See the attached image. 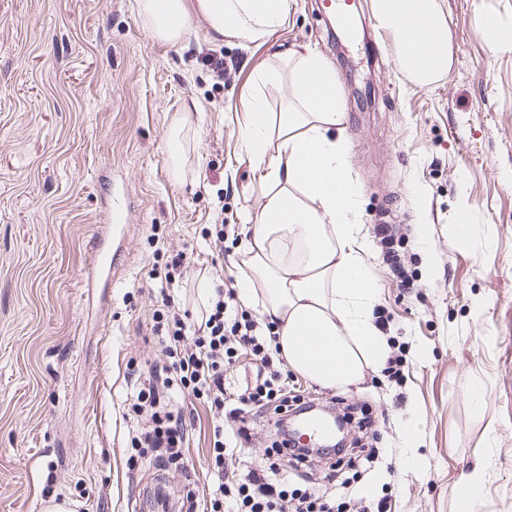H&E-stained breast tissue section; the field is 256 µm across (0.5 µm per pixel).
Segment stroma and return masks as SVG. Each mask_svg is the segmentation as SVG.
Masks as SVG:
<instances>
[{"label":"stroma","instance_id":"1","mask_svg":"<svg viewBox=\"0 0 512 512\" xmlns=\"http://www.w3.org/2000/svg\"><path fill=\"white\" fill-rule=\"evenodd\" d=\"M262 41L215 38L193 18L158 38L138 0H0V512H179L203 484L211 416L179 395L189 425L183 457L165 467L131 458L130 372L160 354L150 326L158 253L183 252L173 306L199 324L207 289L233 288L264 189L252 176L240 119L259 90L270 111L288 78L257 87L291 50L328 60L346 112L336 133L361 189L373 313L402 379L389 370L333 389L289 372L303 401L351 413L348 442L313 459L310 480L347 512H459L456 490L481 465L470 512H512V51H491L484 20L512 33V0H443L454 61L437 84L412 83L371 0H355L357 34L333 28L322 0H289ZM226 71L216 76L212 58ZM128 207L112 294L82 282L109 193ZM470 214L457 237L459 209ZM428 239H421L417 220ZM224 224L223 249L201 230ZM390 224L414 285L398 286L374 227ZM438 274L421 272L424 246ZM486 395L474 407L471 393ZM242 471L260 472L278 436L257 419ZM380 449L366 463L370 449ZM335 483H325L328 469Z\"/></svg>","mask_w":512,"mask_h":512}]
</instances>
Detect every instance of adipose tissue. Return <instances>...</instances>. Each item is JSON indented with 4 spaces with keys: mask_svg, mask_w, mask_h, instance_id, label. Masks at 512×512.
Masks as SVG:
<instances>
[{
    "mask_svg": "<svg viewBox=\"0 0 512 512\" xmlns=\"http://www.w3.org/2000/svg\"><path fill=\"white\" fill-rule=\"evenodd\" d=\"M153 34L178 39L192 17L214 35L264 38L288 17V0H140ZM377 25L397 46L412 82L429 86L452 63L442 0H373ZM292 95L268 111L251 95L241 116L245 150L264 187L239 270L243 300H259L287 365L327 388L345 389L388 355L373 318L376 287L362 232L350 146L335 136L344 110L334 69L313 52L288 55Z\"/></svg>",
    "mask_w": 512,
    "mask_h": 512,
    "instance_id": "ef3b65f1",
    "label": "adipose tissue"
}]
</instances>
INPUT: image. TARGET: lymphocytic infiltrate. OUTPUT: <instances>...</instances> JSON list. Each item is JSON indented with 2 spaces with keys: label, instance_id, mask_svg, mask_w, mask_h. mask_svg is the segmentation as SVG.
Instances as JSON below:
<instances>
[{
  "label": "lymphocytic infiltrate",
  "instance_id": "1",
  "mask_svg": "<svg viewBox=\"0 0 512 512\" xmlns=\"http://www.w3.org/2000/svg\"><path fill=\"white\" fill-rule=\"evenodd\" d=\"M161 307L153 315L151 331L163 347L165 362L139 374L134 394L138 411L150 414L146 427L132 437L139 456L152 457L157 465L176 463L186 442L183 416L172 389L191 392L207 403L212 417L208 480L202 493H188L191 512L199 502L211 512H334L315 490L289 489L276 482L278 462H269L265 475L240 474L228 455L251 440L250 423L274 414L278 429L288 417V383L272 370L274 356L257 320L248 312L229 309L223 289H215L205 306L197 329H188L178 313L169 308V294L160 290ZM250 348L256 377L236 399H228L224 369L232 363L237 347ZM236 428L226 431L225 419Z\"/></svg>",
  "mask_w": 512,
  "mask_h": 512
}]
</instances>
